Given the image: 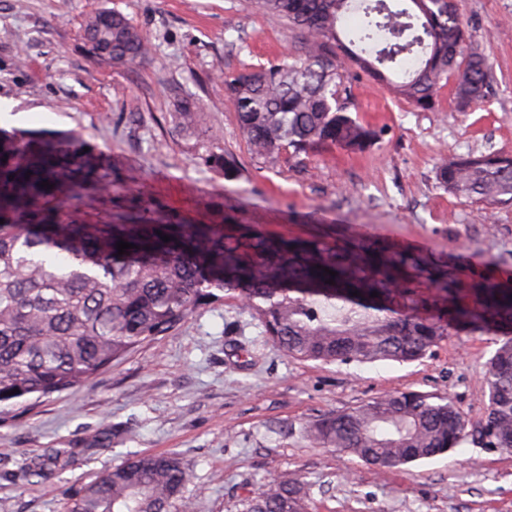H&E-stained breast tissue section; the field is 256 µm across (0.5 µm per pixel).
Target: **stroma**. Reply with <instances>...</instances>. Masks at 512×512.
I'll list each match as a JSON object with an SVG mask.
<instances>
[{"instance_id":"35a3bbf8","label":"stroma","mask_w":512,"mask_h":512,"mask_svg":"<svg viewBox=\"0 0 512 512\" xmlns=\"http://www.w3.org/2000/svg\"><path fill=\"white\" fill-rule=\"evenodd\" d=\"M457 4L490 62L486 101L461 112L446 88L435 111L420 112L361 77L357 115L383 129L382 139L304 167L254 157L225 95V75L296 50L295 31L255 0H0V97L26 115L10 131L75 133L101 152L110 188L87 221L122 203L131 178L144 206L183 224H252L274 240L426 257L447 266L467 302L469 283L512 281V207L448 193L435 167L467 152L512 151V0ZM104 10L151 42L147 61L88 57L84 22ZM184 101L196 112L180 125L173 111ZM214 152L236 158L235 178L210 166ZM511 336L455 325L412 363L302 361L271 342L237 291L219 292L85 386L21 403L0 420V512H65L81 487L149 453L180 458L193 512H240L280 476L310 484L309 512H512V453L475 438L379 470L302 432L325 414L406 390L449 397L477 424L486 363ZM54 450L65 464L31 476V462Z\"/></svg>"}]
</instances>
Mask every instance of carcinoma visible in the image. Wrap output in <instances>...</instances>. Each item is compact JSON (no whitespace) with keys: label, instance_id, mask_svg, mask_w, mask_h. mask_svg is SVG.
Instances as JSON below:
<instances>
[{"label":"carcinoma","instance_id":"carcinoma-1","mask_svg":"<svg viewBox=\"0 0 512 512\" xmlns=\"http://www.w3.org/2000/svg\"><path fill=\"white\" fill-rule=\"evenodd\" d=\"M258 4L298 34L292 61L224 78L239 129L261 159L285 155L304 163L335 148L362 152L376 143L381 130L351 114L363 73L419 111L433 110L447 86L460 112L490 93V63L466 42L455 0H425V13L394 10L386 0ZM84 36L112 48L108 64H135L150 54L118 12L110 20L89 17ZM104 176L99 154L75 134L0 130V413L22 398L86 384L175 328L213 289L239 291L288 356L326 363H410L448 334L441 317L418 313L408 267L426 273L434 303L451 321L512 326V286L476 283L478 307L449 308L457 284L424 258L370 260L367 274L312 240L274 241L250 230L247 256L221 224H173L147 209L113 213L102 224L72 219ZM435 178L456 195L512 206V152L443 159ZM45 180L53 188L41 186ZM121 240L133 247L119 256ZM486 384L484 417L470 431L450 398L396 391L316 419L304 433L379 470L444 454L472 433L512 452V337L488 360ZM188 481L173 455L135 456L81 488L69 512H171L177 502L189 512ZM308 496L297 478L271 479L244 500L242 512H308Z\"/></svg>","mask_w":512,"mask_h":512}]
</instances>
